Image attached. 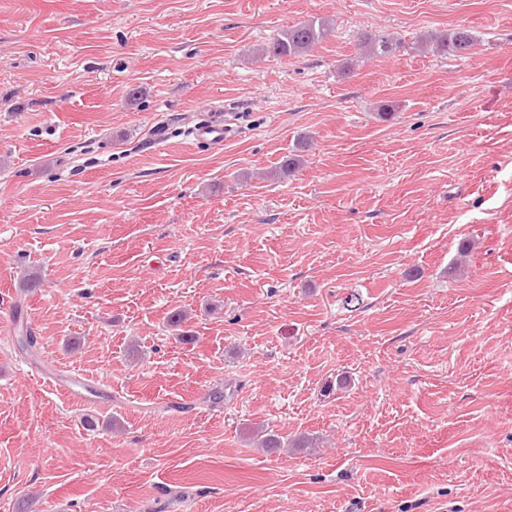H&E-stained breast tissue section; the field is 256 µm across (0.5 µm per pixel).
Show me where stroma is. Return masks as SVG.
I'll return each mask as SVG.
<instances>
[{"label":"stroma","mask_w":512,"mask_h":512,"mask_svg":"<svg viewBox=\"0 0 512 512\" xmlns=\"http://www.w3.org/2000/svg\"><path fill=\"white\" fill-rule=\"evenodd\" d=\"M461 26L469 58L414 48ZM12 321L7 512H512V0H0ZM329 31L326 19H308L284 29L272 42L256 48V53L278 58L300 56L322 43ZM401 45V40L391 35L366 36L363 37L359 44L360 55L365 57L390 55L397 51ZM223 120L198 124L188 130V137L195 144H204L210 148L223 147L230 135Z\"/></svg>","instance_id":"35a3bbf8"}]
</instances>
